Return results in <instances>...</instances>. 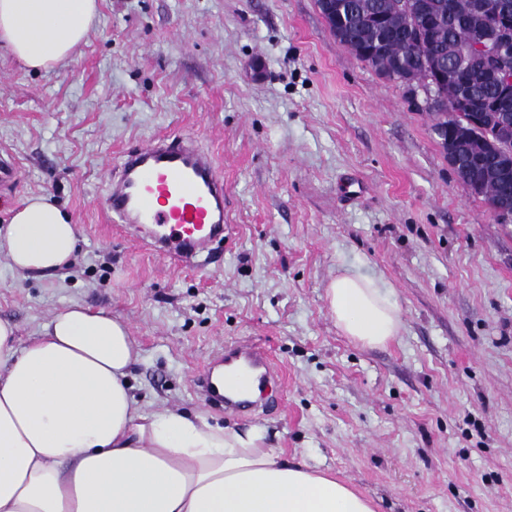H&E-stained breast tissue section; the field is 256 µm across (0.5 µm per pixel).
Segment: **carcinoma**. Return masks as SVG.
<instances>
[{"instance_id":"cac0c4a2","label":"carcinoma","mask_w":512,"mask_h":512,"mask_svg":"<svg viewBox=\"0 0 512 512\" xmlns=\"http://www.w3.org/2000/svg\"><path fill=\"white\" fill-rule=\"evenodd\" d=\"M401 0H336V30L339 41L362 62L390 81L403 78L415 83L427 76V68L443 66L455 78L462 97L473 104L491 103L487 127L495 133L497 112H511L512 101L502 97L494 81L470 63L472 48L461 52L466 42L464 23L471 16L475 0H409L425 6L416 14L400 7ZM468 157L479 170L499 165L481 147L470 144ZM512 185V173L485 180V197L496 198Z\"/></svg>"}]
</instances>
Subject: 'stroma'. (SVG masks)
<instances>
[{"label":"stroma","instance_id":"obj_1","mask_svg":"<svg viewBox=\"0 0 512 512\" xmlns=\"http://www.w3.org/2000/svg\"><path fill=\"white\" fill-rule=\"evenodd\" d=\"M99 2L54 69L0 48V153L18 170L0 220L46 193L81 236L48 281L0 256V319L24 343L71 303L109 310L149 409L264 431L376 512H512V223L459 182L423 101L359 61L316 0ZM184 133L224 170V240L203 269L170 264L104 204L119 155ZM344 267L397 304L388 344L330 316ZM238 340L283 370L278 405L231 415L195 393Z\"/></svg>","mask_w":512,"mask_h":512}]
</instances>
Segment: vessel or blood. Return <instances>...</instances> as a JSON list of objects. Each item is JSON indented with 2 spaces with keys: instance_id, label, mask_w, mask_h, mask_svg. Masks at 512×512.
<instances>
[{
  "instance_id": "obj_1",
  "label": "vessel or blood",
  "mask_w": 512,
  "mask_h": 512,
  "mask_svg": "<svg viewBox=\"0 0 512 512\" xmlns=\"http://www.w3.org/2000/svg\"><path fill=\"white\" fill-rule=\"evenodd\" d=\"M105 206L120 223L150 225V246L176 265L194 264L224 237V175L191 135H161L125 150ZM224 363L240 375L218 382L206 368L195 386L228 412L244 411V393L278 375L267 351L249 341L234 344Z\"/></svg>"
}]
</instances>
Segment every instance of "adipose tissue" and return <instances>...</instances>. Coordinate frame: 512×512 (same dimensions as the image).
I'll use <instances>...</instances> for the list:
<instances>
[{
  "instance_id": "1",
  "label": "adipose tissue",
  "mask_w": 512,
  "mask_h": 512,
  "mask_svg": "<svg viewBox=\"0 0 512 512\" xmlns=\"http://www.w3.org/2000/svg\"><path fill=\"white\" fill-rule=\"evenodd\" d=\"M97 14V0H0V46L49 69ZM78 243L77 226L42 194L10 209L0 230V252L24 279L70 268ZM326 297L345 336L366 346L397 336L399 309L373 279L343 270ZM137 358L128 327L104 310L70 304L23 344L0 319V512H374L259 431L145 409L129 381Z\"/></svg>"
}]
</instances>
